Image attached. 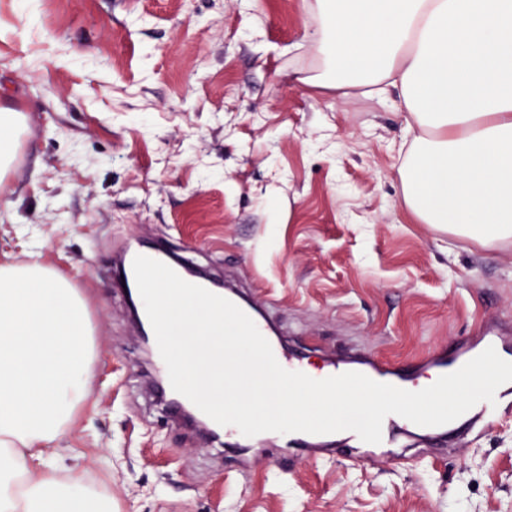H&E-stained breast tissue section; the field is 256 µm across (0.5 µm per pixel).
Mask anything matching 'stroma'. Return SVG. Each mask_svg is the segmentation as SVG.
<instances>
[{
  "instance_id": "35a3bbf8",
  "label": "stroma",
  "mask_w": 512,
  "mask_h": 512,
  "mask_svg": "<svg viewBox=\"0 0 512 512\" xmlns=\"http://www.w3.org/2000/svg\"><path fill=\"white\" fill-rule=\"evenodd\" d=\"M304 0H0V110L22 113L0 175V265L44 242L82 293L96 357L52 444L112 512H512V418L412 468L313 458L275 470L179 423L114 280L126 242L273 304L309 367L350 350L422 363L512 316V243L417 223L404 113L302 83Z\"/></svg>"
}]
</instances>
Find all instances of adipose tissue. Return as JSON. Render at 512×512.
Here are the masks:
<instances>
[{
    "instance_id": "obj_1",
    "label": "adipose tissue",
    "mask_w": 512,
    "mask_h": 512,
    "mask_svg": "<svg viewBox=\"0 0 512 512\" xmlns=\"http://www.w3.org/2000/svg\"><path fill=\"white\" fill-rule=\"evenodd\" d=\"M325 90L395 89L412 135L404 205L422 224L479 243L512 241V0H308ZM85 301L66 277L0 266V512H112L59 466L91 389Z\"/></svg>"
}]
</instances>
